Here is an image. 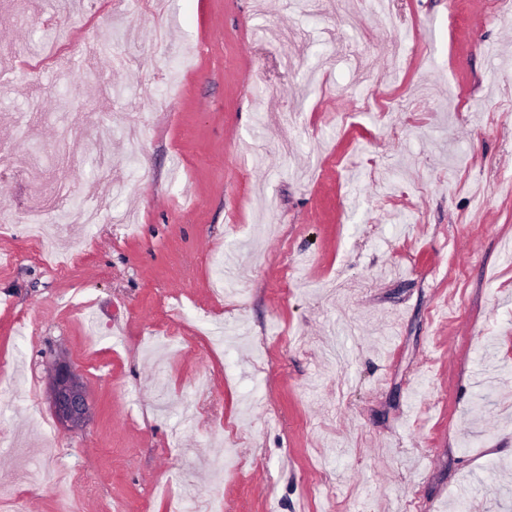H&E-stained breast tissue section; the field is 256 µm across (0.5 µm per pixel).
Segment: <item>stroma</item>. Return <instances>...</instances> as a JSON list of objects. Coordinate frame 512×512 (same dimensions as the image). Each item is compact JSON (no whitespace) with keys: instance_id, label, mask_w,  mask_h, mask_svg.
<instances>
[{"instance_id":"stroma-1","label":"stroma","mask_w":512,"mask_h":512,"mask_svg":"<svg viewBox=\"0 0 512 512\" xmlns=\"http://www.w3.org/2000/svg\"><path fill=\"white\" fill-rule=\"evenodd\" d=\"M59 43L74 66L50 64ZM4 65L0 135L40 161L0 178V483L23 512H171L187 490L192 512H512L493 0H122L93 20L0 0ZM20 182L106 194L108 219L59 224L54 252L84 251L67 270L32 262ZM61 361L88 394L75 431ZM220 437L242 468H209ZM34 466L57 482L20 484ZM52 401L58 419L72 428L79 427L88 415L83 383L67 364H61L53 375Z\"/></svg>"}]
</instances>
